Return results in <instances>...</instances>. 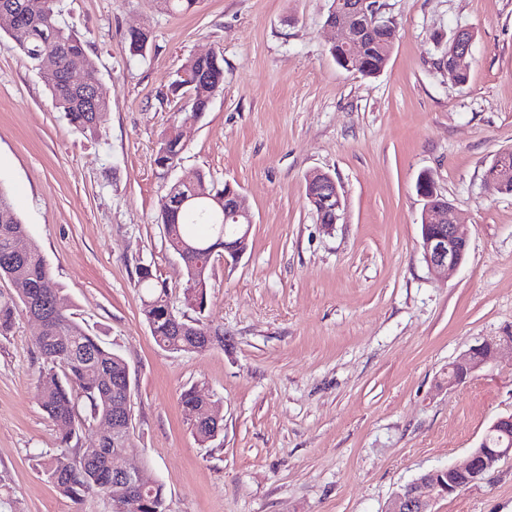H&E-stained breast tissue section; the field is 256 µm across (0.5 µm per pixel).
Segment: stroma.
<instances>
[{
    "label": "stroma",
    "mask_w": 512,
    "mask_h": 512,
    "mask_svg": "<svg viewBox=\"0 0 512 512\" xmlns=\"http://www.w3.org/2000/svg\"><path fill=\"white\" fill-rule=\"evenodd\" d=\"M379 2L394 46L367 78L329 53L330 0H197L180 15L152 0H60L107 92L92 136L0 33V188L77 319L127 363L139 448L127 463L163 484L167 512H385L512 414L510 356L445 385L460 354L512 330V195L485 179L512 148V0ZM463 27L475 39L457 84L443 52ZM134 28L151 34L136 60ZM212 50L224 89L194 117L171 85ZM174 125L185 151L165 175L156 151ZM315 170L346 200L330 230L306 199ZM199 172L236 186L254 224L239 261H210L203 320L223 347L172 352L144 320L136 269L151 265L181 303L186 268L160 204ZM424 173L470 227L466 261L440 277L418 249ZM37 333L23 316L0 337V498L13 512H112L102 494L65 497L38 464L59 428L37 398ZM191 387L222 404L215 441L183 416ZM431 512H512V457Z\"/></svg>",
    "instance_id": "35a3bbf8"
}]
</instances>
